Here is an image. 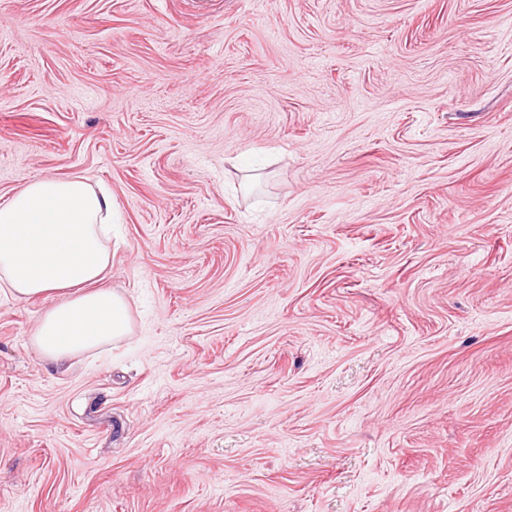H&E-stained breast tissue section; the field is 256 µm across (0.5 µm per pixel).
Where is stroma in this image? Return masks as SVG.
<instances>
[{
	"instance_id": "stroma-1",
	"label": "stroma",
	"mask_w": 512,
	"mask_h": 512,
	"mask_svg": "<svg viewBox=\"0 0 512 512\" xmlns=\"http://www.w3.org/2000/svg\"><path fill=\"white\" fill-rule=\"evenodd\" d=\"M70 176L132 332L0 288V512H512V0H0V201Z\"/></svg>"
}]
</instances>
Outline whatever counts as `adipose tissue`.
Wrapping results in <instances>:
<instances>
[{"label":"adipose tissue","instance_id":"ef3b65f1","mask_svg":"<svg viewBox=\"0 0 512 512\" xmlns=\"http://www.w3.org/2000/svg\"><path fill=\"white\" fill-rule=\"evenodd\" d=\"M115 202L81 177L34 180L0 203V286L20 300L55 292L32 344L57 363L131 333L128 302L100 287L111 259Z\"/></svg>","mask_w":512,"mask_h":512}]
</instances>
